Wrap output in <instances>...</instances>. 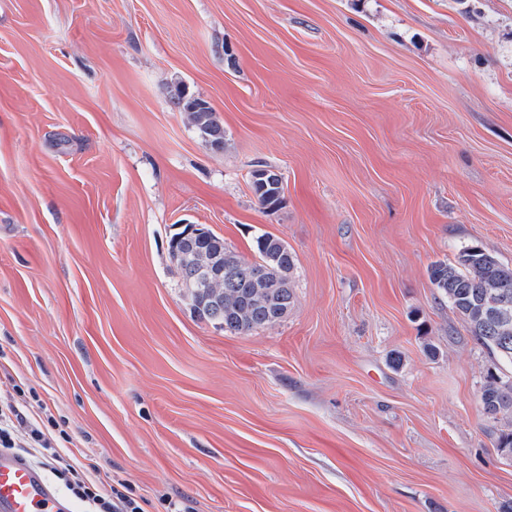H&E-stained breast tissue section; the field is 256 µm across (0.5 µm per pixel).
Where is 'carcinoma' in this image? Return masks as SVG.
Masks as SVG:
<instances>
[{"instance_id":"carcinoma-1","label":"carcinoma","mask_w":512,"mask_h":512,"mask_svg":"<svg viewBox=\"0 0 512 512\" xmlns=\"http://www.w3.org/2000/svg\"><path fill=\"white\" fill-rule=\"evenodd\" d=\"M280 239L263 234L256 240L260 258L277 254ZM430 278L447 297L448 302L466 321L473 339L497 359L512 365V354L501 351L498 320L480 316V311L492 305L490 289H500L512 298V268L502 265L487 252L478 253L474 247L460 250L456 264L438 262L430 268ZM501 388L492 383L483 385L480 402L487 410H498L502 416L512 414V403H504Z\"/></svg>"}]
</instances>
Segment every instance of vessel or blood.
I'll return each mask as SVG.
<instances>
[{
	"instance_id": "vessel-or-blood-1",
	"label": "vessel or blood",
	"mask_w": 512,
	"mask_h": 512,
	"mask_svg": "<svg viewBox=\"0 0 512 512\" xmlns=\"http://www.w3.org/2000/svg\"><path fill=\"white\" fill-rule=\"evenodd\" d=\"M0 512H68L22 455L0 449Z\"/></svg>"
}]
</instances>
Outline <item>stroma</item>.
I'll list each match as a JSON object with an SVG mask.
<instances>
[{
    "label": "stroma",
    "mask_w": 512,
    "mask_h": 512,
    "mask_svg": "<svg viewBox=\"0 0 512 512\" xmlns=\"http://www.w3.org/2000/svg\"><path fill=\"white\" fill-rule=\"evenodd\" d=\"M185 223L282 239L287 318L196 317ZM467 245L512 267V0H0V410L145 512H512ZM177 105L211 150H224V126L211 103L201 97L178 93Z\"/></svg>",
    "instance_id": "obj_1"
}]
</instances>
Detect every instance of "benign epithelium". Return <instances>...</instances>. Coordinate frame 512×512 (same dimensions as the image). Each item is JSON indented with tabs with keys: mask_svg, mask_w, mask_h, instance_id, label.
<instances>
[{
	"mask_svg": "<svg viewBox=\"0 0 512 512\" xmlns=\"http://www.w3.org/2000/svg\"><path fill=\"white\" fill-rule=\"evenodd\" d=\"M177 105L210 149L224 150V126L211 103L178 93ZM169 257L180 275L182 296L200 317L219 329L246 331L256 320L272 326L288 316L291 300L277 282L265 277L267 264L258 260L238 269L224 267V238L199 224H182L169 241Z\"/></svg>",
	"mask_w": 512,
	"mask_h": 512,
	"instance_id": "7a95c632",
	"label": "benign epithelium"
}]
</instances>
